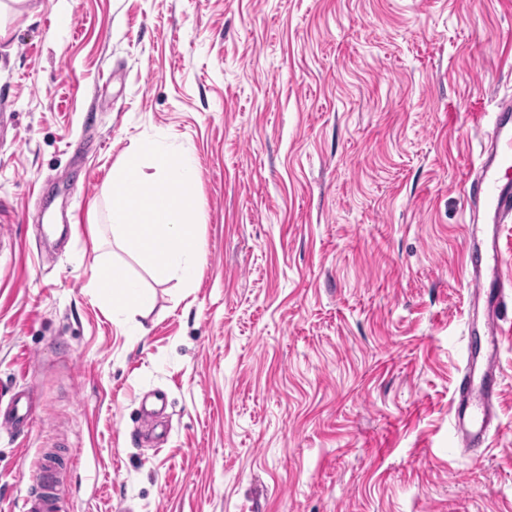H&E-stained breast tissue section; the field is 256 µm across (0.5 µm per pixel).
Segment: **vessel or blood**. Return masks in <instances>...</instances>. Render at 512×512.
<instances>
[{
    "label": "vessel or blood",
    "instance_id": "vessel-or-blood-1",
    "mask_svg": "<svg viewBox=\"0 0 512 512\" xmlns=\"http://www.w3.org/2000/svg\"><path fill=\"white\" fill-rule=\"evenodd\" d=\"M464 193L469 203L465 271L476 313L467 321V358L455 387L452 419L458 446L481 454L499 429L502 323L512 314V297L498 271L501 226L512 221L511 98L500 101L491 114L481 137L479 163ZM33 415V389L16 391L0 408V430L15 433ZM41 468L42 482L24 496L21 512H66L55 482L60 468L55 454H45Z\"/></svg>",
    "mask_w": 512,
    "mask_h": 512
}]
</instances>
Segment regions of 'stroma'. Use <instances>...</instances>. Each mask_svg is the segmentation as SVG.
<instances>
[{"label": "stroma", "mask_w": 512, "mask_h": 512, "mask_svg": "<svg viewBox=\"0 0 512 512\" xmlns=\"http://www.w3.org/2000/svg\"><path fill=\"white\" fill-rule=\"evenodd\" d=\"M0 39V512L43 455L69 512H512L500 430L451 441L466 357L463 180L512 97V0H25ZM199 163L194 287L90 286L112 169ZM86 151L74 152L75 143ZM92 288L106 302L134 310H147L153 302L150 291L115 263H96ZM3 389L0 400V430L14 434L21 426L33 420L34 390L26 388L13 393L2 407Z\"/></svg>", "instance_id": "35a3bbf8"}]
</instances>
